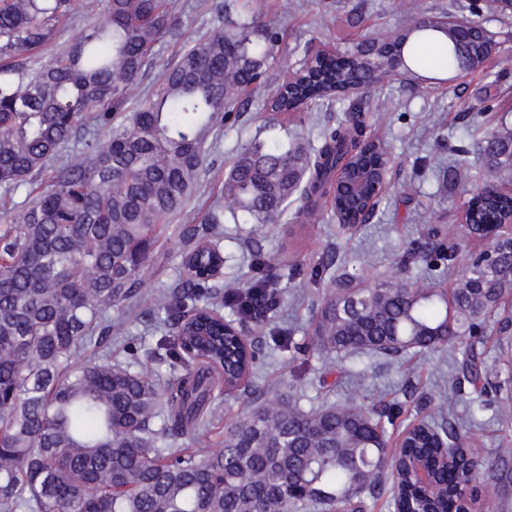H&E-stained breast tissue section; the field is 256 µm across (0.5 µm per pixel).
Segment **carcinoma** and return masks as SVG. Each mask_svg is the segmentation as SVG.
Segmentation results:
<instances>
[{"label": "carcinoma", "instance_id": "cac0c4a2", "mask_svg": "<svg viewBox=\"0 0 512 512\" xmlns=\"http://www.w3.org/2000/svg\"><path fill=\"white\" fill-rule=\"evenodd\" d=\"M79 14L98 23L42 59ZM427 31L448 37L436 63L443 74L478 70L490 56L484 38L450 20L419 23L401 44ZM167 39L186 41L175 0H0V206L47 177L31 202L8 209L0 236V512H364L388 480L391 512L485 506L480 477L507 467L512 448L485 455L456 423L422 419L391 450L382 414L363 403L307 408L299 397L258 394L223 447L168 452V439L202 432L218 392L247 386L263 357L253 341L224 332V315L208 304L214 279L198 272L224 253L221 213L237 224H286L296 202L297 214L315 221L334 193L331 218L366 224L376 188L350 200L336 171L350 154L375 174L392 158L365 134L360 107L318 145L296 135L245 145L225 173L224 205L177 233L195 269L172 288H144L170 218L196 192L207 144L252 103L283 33L252 13L251 0H237L224 4V27L155 71V48ZM367 64L379 83L394 77L366 44L341 56L308 47L263 107L288 115L335 100ZM481 144L486 168L468 182L465 217L486 258L461 264L447 291L344 274L312 334L286 337V350L352 361L457 344L454 403L481 410L512 386V352H500L494 385L484 348L485 336L512 331V238L486 239L512 212L501 194L512 183V124L486 128ZM444 235L428 225L401 265L455 260ZM226 303L238 320L267 324L279 306L259 280ZM116 304L149 316L161 332L160 362L178 376L139 370L136 346L112 359ZM87 351L103 360L78 362ZM464 381L474 396L462 392ZM416 464L435 491L418 486Z\"/></svg>", "mask_w": 512, "mask_h": 512}]
</instances>
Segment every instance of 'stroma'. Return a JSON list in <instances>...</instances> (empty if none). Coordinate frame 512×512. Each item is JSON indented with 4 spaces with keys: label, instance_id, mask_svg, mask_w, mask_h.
<instances>
[{
    "label": "stroma",
    "instance_id": "1",
    "mask_svg": "<svg viewBox=\"0 0 512 512\" xmlns=\"http://www.w3.org/2000/svg\"><path fill=\"white\" fill-rule=\"evenodd\" d=\"M220 2L177 0L176 13L184 27L200 37L223 26ZM253 6L284 29L281 54L291 66L302 57L306 44L326 39L342 52L370 42L379 32H402L423 17L454 16L478 23L490 34L495 52L482 71H464L449 81H423L405 74L313 110L303 133L314 139L325 125L347 117L354 97L368 102L370 129L388 142L393 158L383 198L369 223L350 230L324 221H295L255 231L246 224H225V281L244 285L269 275L280 300L271 325L251 329L252 340L269 352L248 389L223 395L208 432L173 440L170 451L204 445L220 448L225 428L242 417L254 393L285 387L305 394L311 403L324 398L339 404L379 401L399 411L400 421L406 423L451 412L486 452H496L501 441L512 442V415L496 404L476 414L463 405L449 406L445 352H428L408 362L377 357L351 378L340 361L315 354L294 356L272 350L271 344L273 331L300 337L311 329L315 304L333 286L329 276L319 271L325 256L335 257L337 273L355 272L369 283L402 273L415 280L424 278L425 270L418 266L401 270L400 255L409 242L423 237L428 223L451 226L452 236L459 237L468 184L461 178L439 179L435 166L461 151L472 164H481L475 141L461 134L464 126L512 123V14L498 12L494 0H254ZM282 135L279 117L258 102L234 127L224 129L208 153L200 189L172 217L170 233L199 222L214 205L224 174L242 146ZM289 264L295 274L286 278L281 269ZM184 271L181 250L164 243L155 252L145 284L151 289L168 287Z\"/></svg>",
    "mask_w": 512,
    "mask_h": 512
}]
</instances>
